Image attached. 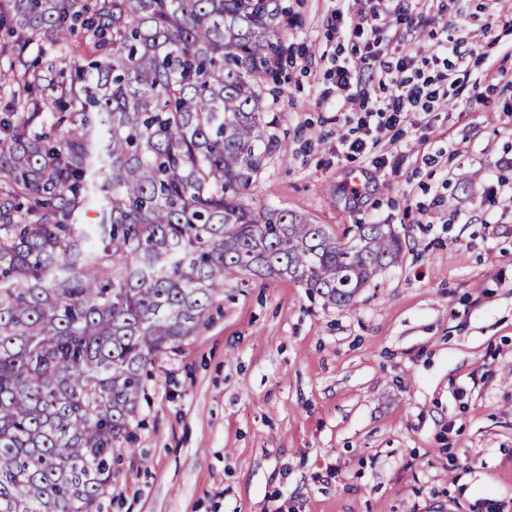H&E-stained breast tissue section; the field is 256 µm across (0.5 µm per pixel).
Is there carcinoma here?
<instances>
[{
	"mask_svg": "<svg viewBox=\"0 0 512 512\" xmlns=\"http://www.w3.org/2000/svg\"><path fill=\"white\" fill-rule=\"evenodd\" d=\"M277 0H8L0 68V512H101L156 360L224 280L345 305L402 244L244 195L274 136ZM96 216L83 222L87 211Z\"/></svg>",
	"mask_w": 512,
	"mask_h": 512,
	"instance_id": "cac0c4a2",
	"label": "carcinoma"
}]
</instances>
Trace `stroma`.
<instances>
[{"label": "stroma", "mask_w": 512, "mask_h": 512, "mask_svg": "<svg viewBox=\"0 0 512 512\" xmlns=\"http://www.w3.org/2000/svg\"><path fill=\"white\" fill-rule=\"evenodd\" d=\"M289 48L245 196L343 237L390 224L398 263L345 306L285 277L226 280L146 382L103 512H512V11L501 0H280ZM463 36L459 54L441 49ZM467 71L354 157L373 68ZM356 100H336L349 61Z\"/></svg>", "instance_id": "stroma-1"}]
</instances>
